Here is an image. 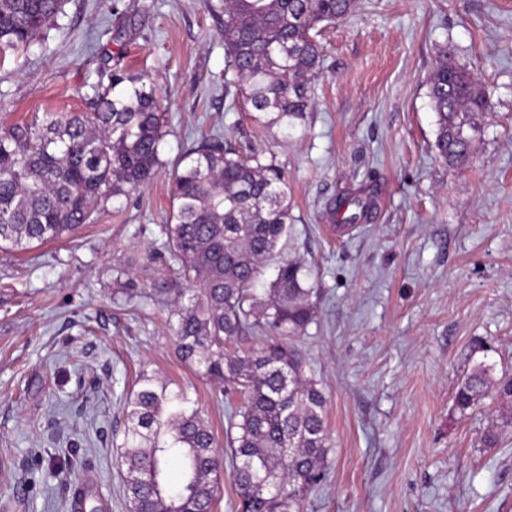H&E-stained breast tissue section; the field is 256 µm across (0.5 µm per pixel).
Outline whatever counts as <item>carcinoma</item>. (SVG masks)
I'll use <instances>...</instances> for the list:
<instances>
[{"label": "carcinoma", "instance_id": "cac0c4a2", "mask_svg": "<svg viewBox=\"0 0 512 512\" xmlns=\"http://www.w3.org/2000/svg\"><path fill=\"white\" fill-rule=\"evenodd\" d=\"M67 0H0V50L27 45L63 12ZM356 0H223L224 49L234 79L224 92L251 104L258 122L292 132L310 108V82L320 71L323 24L348 15ZM437 114L435 147L462 166L487 102L475 76L439 58L429 81ZM162 104L155 91L121 69L112 92L90 113H50L39 124L0 134V248L26 251L92 220L98 205L147 185L159 165ZM370 202L341 197L330 209ZM294 218L288 183L274 163L248 160L219 140L187 148L174 165L165 247L189 284L177 289L175 345L202 378L238 393L227 413L236 512H304L326 482L331 436L326 397L305 370L293 341L315 317L307 266L284 257ZM261 336L259 349L239 343ZM127 399L124 486L130 512H215L221 469L210 427L187 408L183 391L143 373ZM491 399L499 415L480 439L499 444L512 427V374L493 375L482 361L454 392L465 412ZM178 477L171 478V465Z\"/></svg>", "mask_w": 512, "mask_h": 512}]
</instances>
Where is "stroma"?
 <instances>
[{"label": "stroma", "instance_id": "1", "mask_svg": "<svg viewBox=\"0 0 512 512\" xmlns=\"http://www.w3.org/2000/svg\"><path fill=\"white\" fill-rule=\"evenodd\" d=\"M222 26L207 0H68L0 52V131L89 111L117 66L166 107L150 185L62 238L0 251V512H71L78 487L128 512L124 403L143 371L183 385L226 447L217 384L175 352L163 232L175 161L216 134L284 170V253L313 269L317 315L298 347L333 448L307 512H512V428L481 447L494 403L453 401L472 362L512 372V0H357L324 30L294 136L225 94ZM444 53L488 101L462 167L434 148ZM347 196L370 200L367 220L334 218Z\"/></svg>", "mask_w": 512, "mask_h": 512}]
</instances>
